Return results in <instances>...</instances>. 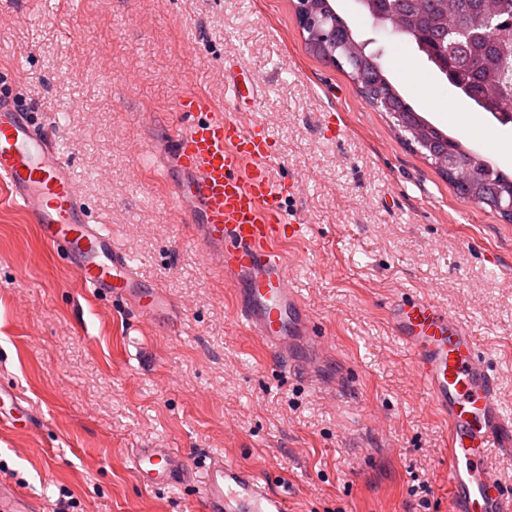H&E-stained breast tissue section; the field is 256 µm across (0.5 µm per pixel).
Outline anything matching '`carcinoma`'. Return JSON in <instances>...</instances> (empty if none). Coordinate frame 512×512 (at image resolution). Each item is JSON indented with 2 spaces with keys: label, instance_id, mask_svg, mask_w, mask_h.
<instances>
[{
  "label": "carcinoma",
  "instance_id": "cac0c4a2",
  "mask_svg": "<svg viewBox=\"0 0 512 512\" xmlns=\"http://www.w3.org/2000/svg\"><path fill=\"white\" fill-rule=\"evenodd\" d=\"M455 12L459 13V22L464 26H474L481 22L480 0H454ZM390 8L403 9L412 19L410 29L397 33V36L420 45L428 46L426 57L431 54L448 56V66L456 71L458 83L478 91L493 81L500 88L499 109L512 106V30L505 32L498 42L489 45H475L450 30L451 14L446 12L444 0H415L412 4H400L390 0ZM315 27L336 32L334 49L327 51L307 32L305 43L311 53L321 58L334 57L341 66L350 69V76L358 87L376 99L377 108L386 113H400L404 123L398 130L410 140L408 127L423 120V116L406 101L403 95L389 80L380 54L383 50H367L368 59L359 58L357 40L348 23L336 12L334 7L316 3ZM433 149L429 150L412 143V147L429 161L433 155L453 152L457 167L469 171L470 178L463 182L448 179L456 190L465 197L482 206H491L499 198H505L512 192V174L499 169L494 163L478 152L464 146L460 141L448 136L437 128L432 132Z\"/></svg>",
  "mask_w": 512,
  "mask_h": 512
}]
</instances>
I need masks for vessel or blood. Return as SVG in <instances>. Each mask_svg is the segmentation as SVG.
Returning a JSON list of instances; mask_svg holds the SVG:
<instances>
[{"label":"vessel or blood","instance_id":"b4317fda","mask_svg":"<svg viewBox=\"0 0 512 512\" xmlns=\"http://www.w3.org/2000/svg\"><path fill=\"white\" fill-rule=\"evenodd\" d=\"M245 99L233 89L221 107L184 92L170 130L171 163L184 173L177 197H190L201 216L194 239L211 268L238 290L237 320L288 362V340L317 338L314 323L291 286L293 262L284 241L305 239L307 226L287 203L296 183L276 179L271 138L244 124ZM54 120L37 122L15 95L0 91V181L37 224L43 241L75 268L91 293L112 295L135 316L180 318L160 287H145L128 253L96 220L72 177ZM387 322L412 353V370L448 421V512H512V491L494 471L488 451L512 453V414L499 398L498 378L469 331L424 298L399 297L387 305ZM21 396L0 387V429L14 426ZM132 463L147 486L178 483L181 457L168 448L136 449ZM202 512H288L286 497L264 478L221 459L194 477ZM0 512H40L38 503L0 481Z\"/></svg>","mask_w":512,"mask_h":512}]
</instances>
